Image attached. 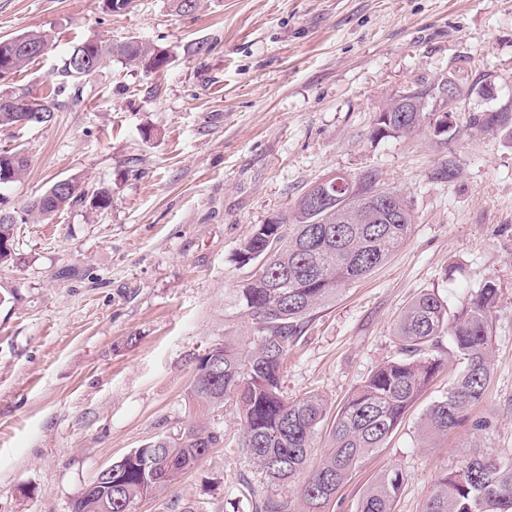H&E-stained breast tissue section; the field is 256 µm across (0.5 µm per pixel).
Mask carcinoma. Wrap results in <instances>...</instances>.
<instances>
[{
  "label": "carcinoma",
  "mask_w": 512,
  "mask_h": 512,
  "mask_svg": "<svg viewBox=\"0 0 512 512\" xmlns=\"http://www.w3.org/2000/svg\"><path fill=\"white\" fill-rule=\"evenodd\" d=\"M48 48L42 32L0 40V78L21 70ZM109 57L145 72L168 64L167 54L144 40L105 44L90 39L68 54L63 76H89ZM430 90L434 87L410 90L409 103L402 96L389 100L376 113L372 138H402L429 128ZM54 108L52 99L38 102L31 124L49 123ZM471 125L500 132L512 143V112L475 114ZM27 166L22 150L1 151L0 185L18 181ZM333 180L349 182L353 189L352 200L342 209L316 210L300 197L285 218L257 225L239 251L243 264L262 263L261 274L250 287L237 289L239 303L254 321L253 351L244 356L225 343L218 346L217 356L200 358L187 390L196 421L170 439L159 438L112 462V477L102 480L86 498L75 499L74 512H131L138 499L175 484L211 448L224 442V432L211 427L209 416L228 403L238 410L242 448L263 479L275 484L305 474L300 512H324L353 470L382 447L439 373L443 361L435 349L444 335L450 336L464 367L445 395L426 409L423 434H446L467 420L491 378L490 336L499 287L490 279L453 314L433 293H421L404 307L393 328L398 356L381 363L348 397L331 422L324 458L308 468L311 442L327 420L328 405L317 393L298 398L284 394L288 352L301 336L306 316L343 286L386 263L408 239L415 221L412 205L395 191L385 190L387 211L370 205L379 191L373 175H337ZM83 203L96 212L105 210L112 203L110 191L104 186L88 191L80 179L67 177L53 182L25 209L0 211V264L14 260L16 225L47 220ZM404 481L399 469L384 472L362 496L357 512H393ZM240 486L252 512H293L286 501L258 497L247 478ZM422 512H512V458L464 459L437 479L436 491Z\"/></svg>",
  "instance_id": "cac0c4a2"
}]
</instances>
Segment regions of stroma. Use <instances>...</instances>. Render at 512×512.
<instances>
[{"mask_svg": "<svg viewBox=\"0 0 512 512\" xmlns=\"http://www.w3.org/2000/svg\"><path fill=\"white\" fill-rule=\"evenodd\" d=\"M35 31L49 35L47 52L0 92L57 107L48 124L0 128V148L29 157L21 181L0 186V210L75 176L109 187L112 204L18 225L17 261L0 268V512H69L113 461L193 422L197 360L255 339L236 299L250 272L241 245L334 174L376 173L416 222L388 263L308 315L284 366L288 396L339 407L397 355L393 324L418 294L453 312L491 278L499 297L492 376L468 423L420 443L424 411L459 369L445 336L443 372L326 512H356L390 468L407 477L394 512H421L463 458H512V144L469 124L512 108V0H203L191 14L170 0L119 13L104 0H0V38ZM131 37L166 51L168 65L147 74L111 58L62 80L73 46ZM452 69L466 90L454 134L371 138L387 100ZM449 158L450 182L435 173ZM211 423L223 443L134 512H224L244 474L298 512L297 483L267 485L249 463L235 406Z\"/></svg>", "mask_w": 512, "mask_h": 512, "instance_id": "1", "label": "stroma"}]
</instances>
